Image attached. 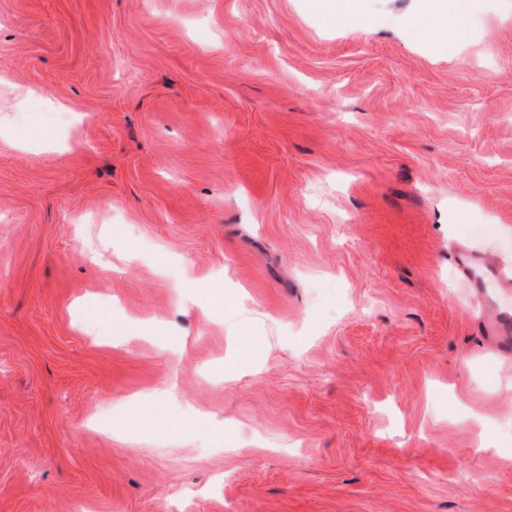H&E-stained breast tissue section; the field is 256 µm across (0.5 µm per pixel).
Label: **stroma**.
Instances as JSON below:
<instances>
[{"instance_id":"obj_1","label":"stroma","mask_w":512,"mask_h":512,"mask_svg":"<svg viewBox=\"0 0 512 512\" xmlns=\"http://www.w3.org/2000/svg\"><path fill=\"white\" fill-rule=\"evenodd\" d=\"M469 2L0 0V512H512V0ZM420 12L428 15L432 20L431 34L436 39L446 38L447 34L459 36V22L462 17L463 8L467 5L465 1H457L454 8L448 11L447 0H419Z\"/></svg>"}]
</instances>
